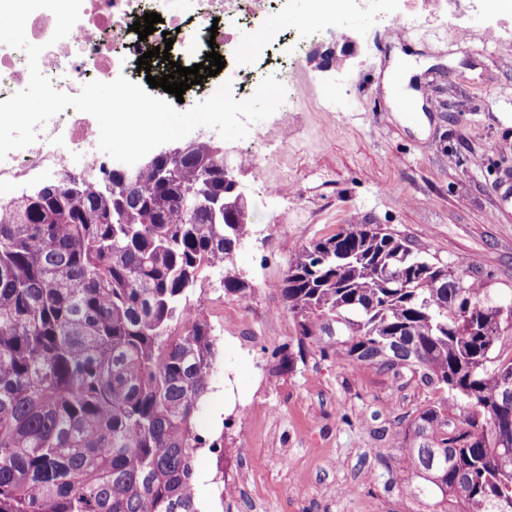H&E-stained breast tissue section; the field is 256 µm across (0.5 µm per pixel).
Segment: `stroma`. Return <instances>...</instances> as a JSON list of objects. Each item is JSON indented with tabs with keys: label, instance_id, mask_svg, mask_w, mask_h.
<instances>
[{
	"label": "stroma",
	"instance_id": "35a3bbf8",
	"mask_svg": "<svg viewBox=\"0 0 512 512\" xmlns=\"http://www.w3.org/2000/svg\"><path fill=\"white\" fill-rule=\"evenodd\" d=\"M407 14L426 34L403 33L394 19ZM339 33L356 52L323 69L316 56ZM283 50L287 70L272 59L255 67L292 83L300 111L274 113L224 144L251 226L231 272L249 289L225 293L223 272L210 270L196 292L216 306L208 322L218 342L195 427L224 444L219 456L199 450L196 496L202 512H434L405 493L394 463L400 421L432 393L298 347L275 286L302 247L349 224H379L426 257L464 259L493 293L512 296V214L496 217L494 192L512 174V13L474 0L461 37L430 0H347L324 37ZM399 52L420 65L409 86L422 95L424 122L407 121L383 84ZM245 468L255 486L226 502L217 478Z\"/></svg>",
	"mask_w": 512,
	"mask_h": 512
}]
</instances>
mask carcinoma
Masks as SVG:
<instances>
[{"instance_id":"carcinoma-1","label":"carcinoma","mask_w":512,"mask_h":512,"mask_svg":"<svg viewBox=\"0 0 512 512\" xmlns=\"http://www.w3.org/2000/svg\"><path fill=\"white\" fill-rule=\"evenodd\" d=\"M224 212V146L153 156L124 181L56 178L0 207V512H200L194 422L216 339L191 312L224 290L251 234ZM298 345L339 365L407 372L438 395L406 425L397 467L448 512H512V301L459 259L350 224L304 247L277 284ZM449 394L466 409L456 416Z\"/></svg>"}]
</instances>
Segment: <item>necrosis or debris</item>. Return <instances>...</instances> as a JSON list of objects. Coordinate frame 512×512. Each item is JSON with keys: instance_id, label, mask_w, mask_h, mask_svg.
<instances>
[{"instance_id": "obj_1", "label": "necrosis or debris", "mask_w": 512, "mask_h": 512, "mask_svg": "<svg viewBox=\"0 0 512 512\" xmlns=\"http://www.w3.org/2000/svg\"><path fill=\"white\" fill-rule=\"evenodd\" d=\"M269 0H83L80 19L69 35L52 41L54 15L45 9L35 11L26 23L31 43L43 45L39 58L41 72L54 87L75 95L86 83L110 82L128 74L140 56L156 46H169L168 61L152 58L151 73H171V65L180 61L184 46L196 50V62H204L208 52H223L232 45V60L238 70H249L254 59L281 39L279 27L267 15ZM154 12L162 17L156 32L140 39L132 31L134 22ZM251 18L261 35L256 46L244 49L245 39L237 27L239 16ZM29 71L24 52L0 44V101L24 89ZM97 122L85 120L83 113L66 108L38 133L37 141L22 149L18 158L0 161V202H9L20 184L34 169L78 171L90 177L100 167L114 161L98 148ZM82 159L81 168L72 165L73 156Z\"/></svg>"}]
</instances>
